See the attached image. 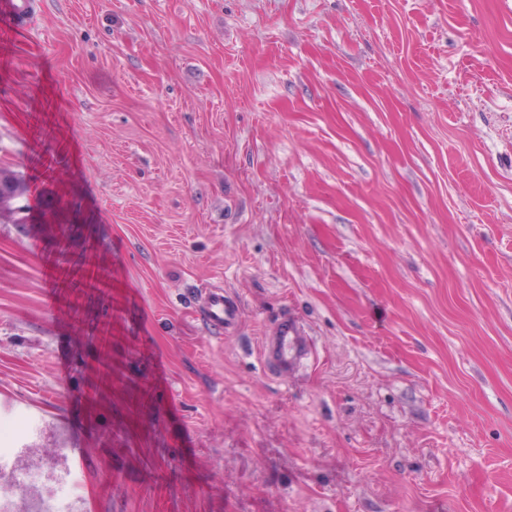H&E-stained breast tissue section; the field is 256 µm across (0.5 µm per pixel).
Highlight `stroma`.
<instances>
[{
	"label": "stroma",
	"instance_id": "1",
	"mask_svg": "<svg viewBox=\"0 0 512 512\" xmlns=\"http://www.w3.org/2000/svg\"><path fill=\"white\" fill-rule=\"evenodd\" d=\"M37 2L0 27L5 512L62 474L72 512H512L506 0ZM208 318L216 329L228 332L239 319V307L224 295L223 289L211 288L206 297ZM303 333L294 319L284 317L277 326L274 340L264 337L262 341V359L279 374H288L302 358L307 357L311 344L304 342Z\"/></svg>",
	"mask_w": 512,
	"mask_h": 512
}]
</instances>
